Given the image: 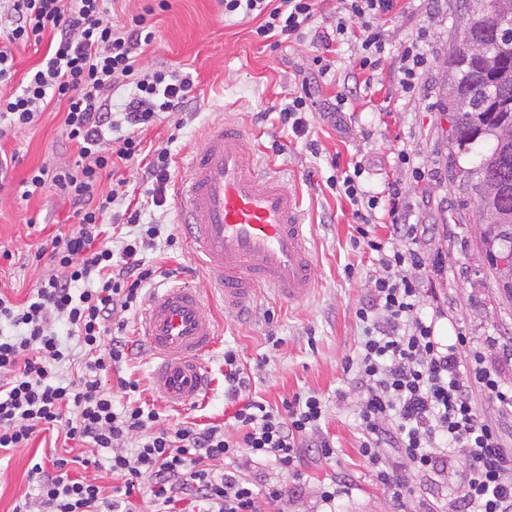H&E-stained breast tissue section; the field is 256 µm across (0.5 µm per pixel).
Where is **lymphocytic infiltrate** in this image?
I'll return each mask as SVG.
<instances>
[{
  "instance_id": "lymphocytic-infiltrate-1",
  "label": "lymphocytic infiltrate",
  "mask_w": 512,
  "mask_h": 512,
  "mask_svg": "<svg viewBox=\"0 0 512 512\" xmlns=\"http://www.w3.org/2000/svg\"><path fill=\"white\" fill-rule=\"evenodd\" d=\"M103 2L8 0L11 28L0 46V82L12 77V44H42L46 51L18 90L0 94V122L28 126L51 102L62 103V133L77 148L74 161L32 170L22 196L55 189L78 219L39 247L56 273L42 278L24 302L0 294V452L28 447L42 431L62 432L65 444L64 455L32 465L37 494L12 512H121L145 476L150 512H178L183 502L195 512H261V504L282 499L283 485L256 492L237 472L216 473L213 461L259 457L290 473L306 453L332 458L334 447L321 433L327 406L320 396L297 394L278 409L248 401L234 412L229 434L219 425H172L133 402L115 411L102 383L103 373L128 357L112 321L136 307L151 275L142 253L160 229L141 225V209L126 208L127 224L143 231L112 248L106 224L118 195L100 193V178L137 161L158 113L177 114L190 103L189 82L177 72H142L140 52L154 39L146 16L118 28L106 19ZM345 2L361 21L363 50L381 53L380 20L393 0ZM315 6V0H224L226 14L258 19L257 35L278 44L300 37ZM125 80L134 93L118 121L111 99ZM121 122L126 134L113 136ZM361 174L357 167L332 182L353 205L356 231L376 252L380 269L356 311L365 326L357 355L343 366L359 389L360 452L395 512H408L410 471L453 474L457 512H512V384L502 377L503 367L512 365V344L494 336L480 345L462 335L447 344L438 339L435 317L420 304L419 274L428 266L418 242L424 230L402 222L400 193L391 191L388 214L401 245L385 249L371 230L378 202L360 188ZM62 319L84 351L83 371L68 383L59 375L71 357L55 331ZM129 442L135 445L130 452L124 449ZM102 449L111 450L109 469L121 479L108 492L73 473L88 468Z\"/></svg>"
}]
</instances>
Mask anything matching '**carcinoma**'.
Returning <instances> with one entry per match:
<instances>
[{"label": "carcinoma", "mask_w": 512, "mask_h": 512, "mask_svg": "<svg viewBox=\"0 0 512 512\" xmlns=\"http://www.w3.org/2000/svg\"><path fill=\"white\" fill-rule=\"evenodd\" d=\"M480 43L485 54L466 45ZM451 69L446 109L452 113L451 145L460 151L490 141L492 147L467 172L479 201L485 251L498 287L512 296V266L499 267L496 245L512 250V0H474L460 42L448 53Z\"/></svg>", "instance_id": "1"}]
</instances>
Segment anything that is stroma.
<instances>
[{"label":"stroma","mask_w":512,"mask_h":512,"mask_svg":"<svg viewBox=\"0 0 512 512\" xmlns=\"http://www.w3.org/2000/svg\"><path fill=\"white\" fill-rule=\"evenodd\" d=\"M169 3L168 11L152 18L155 39L141 64L148 70L164 67L189 74L192 104L184 115L161 114L146 133V150L169 151L171 179L176 182L188 157L202 147L209 127H242L257 161L275 167L288 191L302 200L316 286L308 299L289 304L259 284L246 315L225 311L220 293L212 289L211 276L190 248L174 201L161 207L146 205V185L130 180L126 199L142 203L143 223L161 225L163 231L155 247L143 255L152 272L143 295L166 284L196 291L206 315L216 324L218 339L205 358L207 390L194 403L175 410L153 392L154 359L138 340L137 316H129L124 338L131 353L108 373L104 384L113 391L115 406L128 400L118 390V381L124 378L139 385L133 398L169 423L219 425L236 407L224 393V351L234 349L250 377V396L276 405L296 394H319L327 405L322 428L335 447L330 460L305 459L298 478L283 474L266 459L244 462L241 475L254 489L276 482L287 487L281 502L265 506L264 512H325L320 483L336 472L350 480L346 495L336 500V512H392L389 496L359 452L358 394L343 373L344 362L355 356L362 334L356 311L376 269L375 254L355 244L353 207L330 188L328 179L354 164L364 167L362 184L381 201L375 222L384 239L389 231L383 203L390 184L399 182L411 223L435 227L423 249L442 262L435 288L446 318L477 343L489 336L512 339V299L497 288L490 273L476 199L450 177L446 166L452 122L444 108L445 61L467 18L464 0H395L382 22L385 49L369 76L359 68L364 51L354 35L358 19L350 20V35H335L345 14L342 0H318L303 37L276 48L256 37V20L240 13L225 15L222 0ZM415 38L429 68L408 92L400 83L398 57ZM321 65L327 73L320 78L315 103L306 114L308 133L295 136L283 111L300 94L304 73ZM337 96L346 99L342 111L327 114L325 102ZM63 116V107L49 106L36 124L0 139V152L13 157L0 183V251L13 255L12 262L0 264V293L14 301L25 300L36 282L55 270L49 258L35 256L46 233L64 232L72 225L69 205L55 191L27 201L18 193L31 169L74 159L72 144L61 134ZM311 139L317 141L318 152L307 148ZM403 150L410 153L412 166L399 162ZM416 166L424 170V181H415ZM170 232L177 237L172 245L165 239ZM274 337L279 338V347H272ZM54 451V434L43 432L35 447L0 454V512H12L20 498L34 492L28 474L34 454ZM409 484L414 491L411 512H417L425 498L432 499L435 512H450L449 480L413 472Z\"/></svg>","instance_id":"1"}]
</instances>
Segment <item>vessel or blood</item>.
I'll list each match as a JSON object with an SVG mask.
<instances>
[{"instance_id": "b4317fda", "label": "vessel or blood", "mask_w": 512, "mask_h": 512, "mask_svg": "<svg viewBox=\"0 0 512 512\" xmlns=\"http://www.w3.org/2000/svg\"><path fill=\"white\" fill-rule=\"evenodd\" d=\"M176 206L225 309L250 303L257 282L291 303L313 291L301 200L278 176L255 165L242 127L207 131L204 147L192 154L177 184ZM138 330L157 360L155 394L174 408L198 399L207 387L204 357L218 336L202 297L180 286L155 291Z\"/></svg>"}]
</instances>
